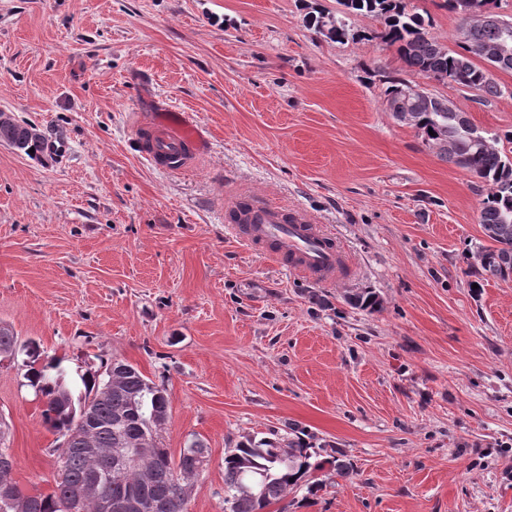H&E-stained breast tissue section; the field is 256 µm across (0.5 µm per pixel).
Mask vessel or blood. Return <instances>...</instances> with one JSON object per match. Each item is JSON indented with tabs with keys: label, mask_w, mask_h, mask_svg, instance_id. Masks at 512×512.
I'll list each match as a JSON object with an SVG mask.
<instances>
[{
	"label": "vessel or blood",
	"mask_w": 512,
	"mask_h": 512,
	"mask_svg": "<svg viewBox=\"0 0 512 512\" xmlns=\"http://www.w3.org/2000/svg\"><path fill=\"white\" fill-rule=\"evenodd\" d=\"M147 125L153 132L154 154L174 156V168H181L180 155L184 148H192L198 155L204 151L199 129L185 113L170 111L148 118ZM250 219L247 237L274 242L278 256L290 267L323 279L337 274L341 251L316 228L298 220L287 221L281 210L270 205L254 207Z\"/></svg>",
	"instance_id": "1"
}]
</instances>
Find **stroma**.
<instances>
[{
	"label": "stroma",
	"mask_w": 512,
	"mask_h": 512,
	"mask_svg": "<svg viewBox=\"0 0 512 512\" xmlns=\"http://www.w3.org/2000/svg\"><path fill=\"white\" fill-rule=\"evenodd\" d=\"M413 0L457 49L463 23ZM339 0H0V323L71 372L118 358L166 388L164 444L203 441L188 512H224V455L246 438L315 448L316 493L266 512H512V281H482L486 187L385 106L411 79L355 15L360 40L310 29ZM508 95L428 91L478 128L512 131ZM189 113L208 143L180 172L136 130ZM251 196L340 242L321 283L226 216ZM375 293L377 309L349 299ZM20 367L0 365L15 478L52 490L55 435ZM349 475L337 477L335 460ZM0 120L4 119L0 118ZM26 128L10 120L2 121L0 123V142L6 143L26 154H31L29 153L31 148L37 151L40 148L41 138L39 135H35L36 133L32 129H29V135L35 136L29 138Z\"/></svg>",
	"instance_id": "35a3bbf8"
}]
</instances>
